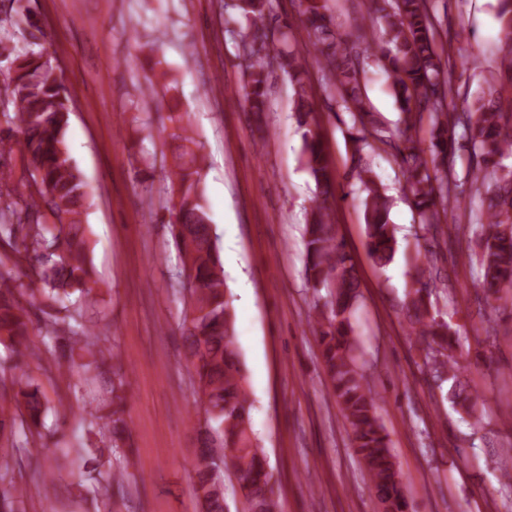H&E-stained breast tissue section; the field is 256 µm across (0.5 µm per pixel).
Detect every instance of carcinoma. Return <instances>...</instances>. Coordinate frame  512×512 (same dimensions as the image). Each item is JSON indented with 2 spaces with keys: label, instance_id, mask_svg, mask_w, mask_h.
Returning <instances> with one entry per match:
<instances>
[{
  "label": "carcinoma",
  "instance_id": "cac0c4a2",
  "mask_svg": "<svg viewBox=\"0 0 512 512\" xmlns=\"http://www.w3.org/2000/svg\"><path fill=\"white\" fill-rule=\"evenodd\" d=\"M230 7L244 19L231 36L246 49L239 67L249 111L257 115L270 111L268 91L275 71L292 83L296 120L304 129L302 162L315 184L305 227L307 278L313 290L328 288L332 297L329 311L310 321L311 331L378 504L401 508L405 505L403 476L380 421L377 397L355 356L352 316L360 285L330 218L335 176L313 130L311 86L288 46L291 25L273 13L272 0H234ZM299 14L308 43L320 55L330 100L351 122L349 175L365 193L361 203L372 259L386 266L394 259L398 242L396 227L389 222L391 201L369 155L383 146L393 150L425 239L459 206L457 178L448 156L466 151L473 160L467 172L470 190L479 201L470 208L467 224L468 233L479 240V251L469 256V263L477 268V300L491 308L499 301H512V169L503 164L512 157V99L503 98L491 79L468 113L446 111L451 84L442 71L429 0H368L352 42L335 32L328 0H299ZM496 18L502 36L497 72L512 80V0H497ZM35 27L23 0H10L9 9L0 12V62L8 70L0 97V115L8 132L0 134V157L18 152L26 161L14 185L10 184L12 172L0 171V188H6L0 191V345L21 361L47 357L62 377L103 365L104 339L81 314L95 297L90 240L83 220L89 191L65 138L71 100L46 47L35 52L13 43ZM361 43L367 56L392 79L399 111L396 134L371 112L358 51ZM144 60L152 78L143 95L168 99L165 123L158 133L178 142L169 169L168 223L182 272L195 283L188 289L181 323L185 355L195 361L193 381L205 411L202 451L192 464L194 492L203 512H226L223 470L229 460L243 494V512H279V495L271 484L266 455L252 430L253 403L236 344L231 300L200 190L201 144L193 135L188 113L179 109V85L165 61L153 48ZM458 127L462 128L459 135ZM422 129L427 133L426 147L418 136ZM440 279L434 255L416 251L411 257L406 320L416 351L435 381L434 395L456 377L459 347L457 331L437 308ZM38 306L45 315L41 350L30 342L31 311ZM112 369V399L91 413L112 426V444L86 449L94 460L106 452L127 453L131 381L121 360ZM450 399L473 424H481L478 396L453 391ZM49 404L40 387L22 374L12 377L8 385L0 383V433L16 426L38 431ZM22 494L23 488L12 483L1 489L0 512H14L13 499Z\"/></svg>",
  "mask_w": 512,
  "mask_h": 512
}]
</instances>
